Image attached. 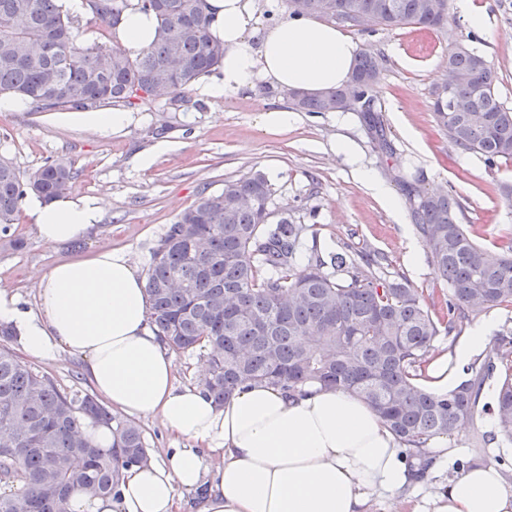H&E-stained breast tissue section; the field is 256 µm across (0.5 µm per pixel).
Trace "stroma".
I'll list each match as a JSON object with an SVG mask.
<instances>
[{
    "label": "stroma",
    "mask_w": 512,
    "mask_h": 512,
    "mask_svg": "<svg viewBox=\"0 0 512 512\" xmlns=\"http://www.w3.org/2000/svg\"><path fill=\"white\" fill-rule=\"evenodd\" d=\"M485 8L495 36L470 30L459 0H448V22L438 31L411 26L396 29L350 27L363 51L380 59L384 71L371 95L393 154L373 145V131L358 112H301L287 133L259 130L256 119L268 105L284 106L287 93L259 84L254 91L219 98L201 84L186 89L180 102L159 95L127 107L128 124L99 133L88 110L0 111V157L21 174L57 160L72 165L71 191L103 201L99 224L67 244L51 245L37 235L27 209H20L8 233H0V290L20 309L37 302V272L97 250L127 251L140 270H148L152 253L169 224L202 193L223 191L224 183L259 171L272 185L274 217L305 225L297 265L314 251L342 243L384 256L377 275L407 278L422 291L433 316L447 315L450 293L429 260L430 251L415 228L411 207L393 214L357 178L356 168L372 171L399 198L408 187L445 191L464 207V223L474 225L487 247L512 237V202L498 187L512 185V162L487 166L477 155L449 144L431 110L433 88L442 78L448 49L461 40L480 52L495 75L496 90L512 107V0H472ZM347 140L354 160L334 156L330 144ZM150 166H142L143 156ZM20 247H13V240ZM68 391H89L81 362L66 354L51 361H31ZM487 413L474 428L448 438L447 469L412 488L421 498L456 475L459 465L475 457L501 464L512 476V442H483Z\"/></svg>",
    "instance_id": "stroma-1"
}]
</instances>
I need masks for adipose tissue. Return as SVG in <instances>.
<instances>
[{"instance_id":"1","label":"adipose tissue","mask_w":512,"mask_h":512,"mask_svg":"<svg viewBox=\"0 0 512 512\" xmlns=\"http://www.w3.org/2000/svg\"><path fill=\"white\" fill-rule=\"evenodd\" d=\"M211 34L224 44L218 98L266 83L310 94L346 85L362 47L335 26L284 15L261 24L255 0H208ZM158 21L138 4L114 29L129 55L153 40ZM99 200L70 194L31 199L40 239L63 244L90 231ZM36 311H21L0 291V321L21 325L22 350L36 360L67 352L82 361L90 385L113 410L156 417L179 447L126 470L116 497L74 491L67 512H368L371 498L400 499L417 481L405 447L381 415L350 390L307 386L287 393L264 382L237 390L224 405L202 385H179L168 348L148 316L146 278L127 251L101 249L37 275ZM494 316L473 323L452 352L437 357L421 384L442 394L457 368L491 343ZM414 512H512V481L496 467L461 470Z\"/></svg>"}]
</instances>
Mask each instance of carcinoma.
Masks as SVG:
<instances>
[{
  "instance_id": "cac0c4a2",
  "label": "carcinoma",
  "mask_w": 512,
  "mask_h": 512,
  "mask_svg": "<svg viewBox=\"0 0 512 512\" xmlns=\"http://www.w3.org/2000/svg\"><path fill=\"white\" fill-rule=\"evenodd\" d=\"M158 18L155 38L130 58L119 44L79 40V20L57 0H0V93L25 98L41 111L132 106L161 93L179 94L224 59L210 34L207 0H140ZM296 15L356 24L362 12L382 28L441 29L447 15L428 0H285ZM92 16L113 26L127 0H86ZM446 64L458 84L433 90V112L449 143L489 166L512 160V108L495 90L483 55L463 42L448 49ZM382 65L358 57L350 85L288 96L300 112H361L379 150L392 144L373 115L370 91ZM462 97L469 111L456 112ZM71 166L51 162L23 176L0 159V230L17 220L31 192L45 202L64 195ZM272 187L261 172L224 182V191L201 194L169 225L147 273L151 322L175 354L199 350L207 358L204 386L217 404L242 385L264 381L290 395L312 382L353 390L386 420L409 456L424 455L435 435L474 425L479 395L499 374L491 408L512 441V332L502 334L488 357L464 369L467 378L436 396L418 384L443 321L426 308L423 293L405 278L382 281L376 259L352 247L315 254L295 265L306 227L286 217L270 222ZM416 228L430 248L435 272L448 282V313L464 319L512 306V237L493 251L462 223L456 199L409 190ZM16 326L0 323V512H65L75 489L94 498L117 494L123 471L147 460L142 431L88 393H68L27 364L11 347ZM91 420L112 431L108 450L75 436Z\"/></svg>"
}]
</instances>
